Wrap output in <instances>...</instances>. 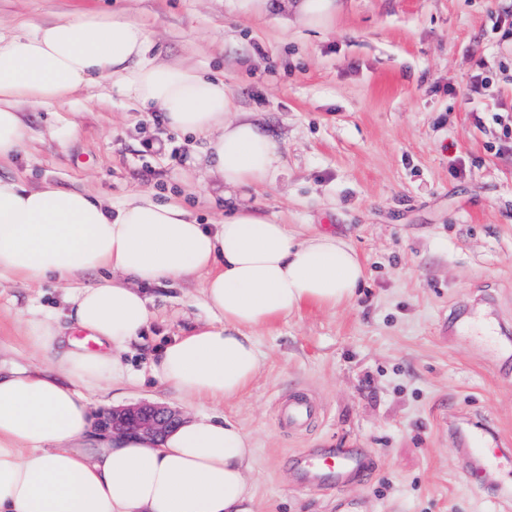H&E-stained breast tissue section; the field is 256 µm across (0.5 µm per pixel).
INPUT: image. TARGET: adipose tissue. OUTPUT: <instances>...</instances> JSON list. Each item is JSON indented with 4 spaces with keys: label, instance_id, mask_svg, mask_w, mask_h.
I'll list each match as a JSON object with an SVG mask.
<instances>
[{
    "label": "adipose tissue",
    "instance_id": "adipose-tissue-1",
    "mask_svg": "<svg viewBox=\"0 0 512 512\" xmlns=\"http://www.w3.org/2000/svg\"><path fill=\"white\" fill-rule=\"evenodd\" d=\"M232 14L292 15L331 28L340 0H227ZM150 33L122 12L75 10L0 36V161L24 154L26 108L72 100L91 83L157 112L173 132L201 138L190 165L232 202L210 224L177 198L138 191L121 202L0 177V279L54 280L67 323L22 313L38 365H0V512H251L255 450L228 419L188 415L162 438L102 432L96 401L134 378L125 360L151 320L144 286L194 277L209 322L162 345L151 375L186 404L240 397L256 378L257 330L349 303L366 271L343 237L301 238L245 205L276 174V142L239 115L223 79L149 58ZM99 273L92 285L81 274Z\"/></svg>",
    "mask_w": 512,
    "mask_h": 512
}]
</instances>
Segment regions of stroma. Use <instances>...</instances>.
<instances>
[{"label":"stroma","mask_w":512,"mask_h":512,"mask_svg":"<svg viewBox=\"0 0 512 512\" xmlns=\"http://www.w3.org/2000/svg\"><path fill=\"white\" fill-rule=\"evenodd\" d=\"M90 8L152 33L151 57L223 77L283 165L247 204L298 236L332 231L361 257L358 298L259 330L260 371L242 397L199 412L251 437L253 512H512V475L465 449L476 428L512 453V0H344L332 29L242 19L224 0H0V34ZM24 156L0 176L120 202L178 195L218 220L224 199L192 191L197 141L103 84L25 115ZM153 319L129 357L141 385L112 407L181 408L149 354L207 312L199 280L152 286ZM55 282L0 281V360L33 365L17 322L30 305L64 317ZM293 393L316 404L299 430L277 421ZM357 448L348 483H306L297 454Z\"/></svg>","instance_id":"35a3bbf8"}]
</instances>
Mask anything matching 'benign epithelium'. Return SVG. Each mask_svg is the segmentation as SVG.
<instances>
[{
	"label": "benign epithelium",
	"mask_w": 512,
	"mask_h": 512,
	"mask_svg": "<svg viewBox=\"0 0 512 512\" xmlns=\"http://www.w3.org/2000/svg\"><path fill=\"white\" fill-rule=\"evenodd\" d=\"M180 422L181 415L164 404H134L98 416V426L104 430L149 437L160 436Z\"/></svg>",
	"instance_id": "benign-epithelium-1"
}]
</instances>
